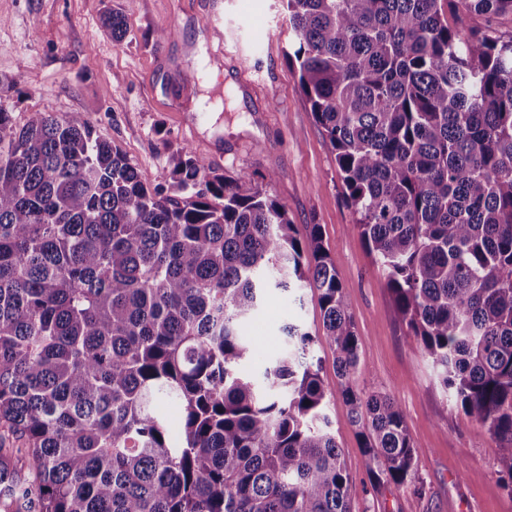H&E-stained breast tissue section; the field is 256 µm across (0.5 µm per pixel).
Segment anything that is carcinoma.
Returning <instances> with one entry per match:
<instances>
[{"mask_svg": "<svg viewBox=\"0 0 512 512\" xmlns=\"http://www.w3.org/2000/svg\"><path fill=\"white\" fill-rule=\"evenodd\" d=\"M456 15L486 19L465 34ZM301 90L355 227L452 402L512 488V0H286ZM103 25L120 42L122 14ZM148 188L80 115L16 128L0 102V512H352L326 412L348 407L376 485L417 486L321 225L184 149ZM317 291L323 335L282 328L257 381L267 290ZM334 353L336 386L313 347ZM179 413L180 435L156 410Z\"/></svg>", "mask_w": 512, "mask_h": 512, "instance_id": "1", "label": "carcinoma"}]
</instances>
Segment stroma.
I'll return each instance as SVG.
<instances>
[{
    "label": "stroma",
    "mask_w": 512,
    "mask_h": 512,
    "mask_svg": "<svg viewBox=\"0 0 512 512\" xmlns=\"http://www.w3.org/2000/svg\"><path fill=\"white\" fill-rule=\"evenodd\" d=\"M127 33L113 42L105 10ZM174 30L157 43L156 35ZM282 0H0V102L16 125L39 112L81 114L119 147L149 187H170L171 157L186 148L224 175L276 179L269 193L295 224H317L360 339L356 384L390 394L415 444L422 492L369 480V460L347 407L331 398L336 442L354 481L353 512H512L495 443L437 384L354 226L334 152L300 88ZM203 70L202 78L190 74ZM271 289L255 321L275 356L285 323L320 335L316 294Z\"/></svg>",
    "instance_id": "35a3bbf8"
}]
</instances>
